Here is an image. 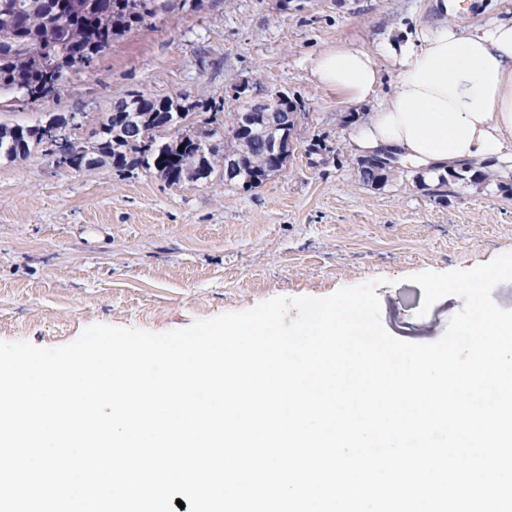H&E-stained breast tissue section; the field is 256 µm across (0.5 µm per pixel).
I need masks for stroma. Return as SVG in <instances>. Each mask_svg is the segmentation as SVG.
Masks as SVG:
<instances>
[{
	"instance_id": "35a3bbf8",
	"label": "stroma",
	"mask_w": 512,
	"mask_h": 512,
	"mask_svg": "<svg viewBox=\"0 0 512 512\" xmlns=\"http://www.w3.org/2000/svg\"><path fill=\"white\" fill-rule=\"evenodd\" d=\"M437 0H175L113 43L50 102L0 98V122L81 113L96 121L133 92L186 93L231 108L230 88L284 92L300 121L282 171L260 187L167 186L149 171L56 168L43 153L0 159V340L53 348L88 326L154 334L246 311L275 296L326 297L378 281L393 337L432 343L462 308H423L408 275L469 269L512 252V168L457 180L440 197L413 168L359 182L350 147L363 109L316 83L312 59L340 41L375 48L434 26Z\"/></svg>"
}]
</instances>
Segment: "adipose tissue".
I'll return each mask as SVG.
<instances>
[{"label": "adipose tissue", "instance_id": "obj_1", "mask_svg": "<svg viewBox=\"0 0 512 512\" xmlns=\"http://www.w3.org/2000/svg\"><path fill=\"white\" fill-rule=\"evenodd\" d=\"M467 0H443L445 18L404 42L383 41L373 52L339 43L311 61L316 82L342 103L367 105L351 137L362 156L422 169L426 181L471 164L505 162L512 141V20L473 30L449 24ZM395 76L389 97L377 95L380 59Z\"/></svg>", "mask_w": 512, "mask_h": 512}]
</instances>
